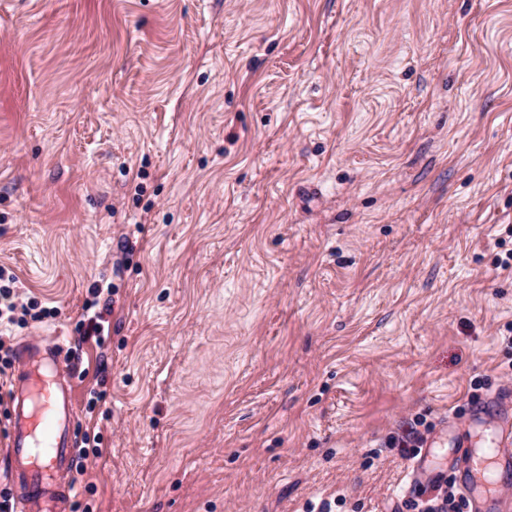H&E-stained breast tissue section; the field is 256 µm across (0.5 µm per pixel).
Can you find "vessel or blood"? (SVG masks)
<instances>
[{"label":"vessel or blood","mask_w":512,"mask_h":512,"mask_svg":"<svg viewBox=\"0 0 512 512\" xmlns=\"http://www.w3.org/2000/svg\"><path fill=\"white\" fill-rule=\"evenodd\" d=\"M63 349L31 342L17 350L22 365L11 390L13 418L4 460L17 486V512H65L71 489L62 480L77 466L74 423L77 415L69 382L62 380ZM505 468L512 459H490L461 451L459 486L471 512H505L507 505L488 476L489 465Z\"/></svg>","instance_id":"obj_1"}]
</instances>
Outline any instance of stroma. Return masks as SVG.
I'll use <instances>...</instances> for the list:
<instances>
[{"label": "stroma", "instance_id": "obj_1", "mask_svg": "<svg viewBox=\"0 0 512 512\" xmlns=\"http://www.w3.org/2000/svg\"><path fill=\"white\" fill-rule=\"evenodd\" d=\"M509 226L512 0H0V267L58 310L0 336L82 360L69 512H403L388 438L512 393ZM111 293L112 291L110 290V288H108V296L107 298L104 299L102 308L99 311L95 312L93 316L87 318V324L85 323V321L84 323L81 324L80 330L82 336H79L80 342L84 343L88 341L90 338L95 337L96 342L101 343L103 338L102 335L104 332V326L102 324V322H104V315L109 314V312L111 311Z\"/></svg>", "mask_w": 512, "mask_h": 512}]
</instances>
